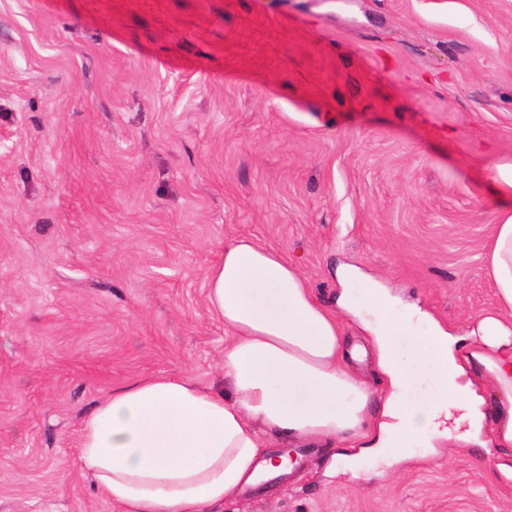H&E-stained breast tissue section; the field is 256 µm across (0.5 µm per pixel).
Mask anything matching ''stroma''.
Masks as SVG:
<instances>
[{
  "label": "stroma",
  "mask_w": 512,
  "mask_h": 512,
  "mask_svg": "<svg viewBox=\"0 0 512 512\" xmlns=\"http://www.w3.org/2000/svg\"><path fill=\"white\" fill-rule=\"evenodd\" d=\"M512 0H0V512H123L84 417L223 383L205 270L248 236L318 298L359 266L443 325L494 308ZM299 454L222 512H512V449Z\"/></svg>",
  "instance_id": "35a3bbf8"
}]
</instances>
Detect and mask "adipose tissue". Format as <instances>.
Masks as SVG:
<instances>
[{"mask_svg":"<svg viewBox=\"0 0 512 512\" xmlns=\"http://www.w3.org/2000/svg\"><path fill=\"white\" fill-rule=\"evenodd\" d=\"M486 171L500 204L485 254L494 309L459 334L430 318L420 330L392 315L391 294L373 280L360 301L343 295L332 309L283 252L236 239L205 273L208 309L224 324L223 386L157 375L113 389L82 422V474L124 512H218L271 467L274 441L339 446L357 459L430 448L462 424L465 442L512 447V162ZM345 312L369 333L388 388L378 421L352 367L361 349L348 345ZM404 343L433 373L414 405L398 400L413 381Z\"/></svg>","mask_w":512,"mask_h":512,"instance_id":"1","label":"adipose tissue"}]
</instances>
